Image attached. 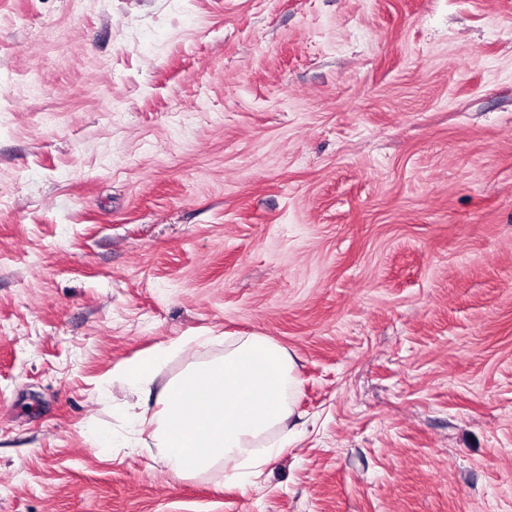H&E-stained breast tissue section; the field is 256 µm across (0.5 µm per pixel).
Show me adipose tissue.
Returning <instances> with one entry per match:
<instances>
[{
  "label": "adipose tissue",
  "mask_w": 512,
  "mask_h": 512,
  "mask_svg": "<svg viewBox=\"0 0 512 512\" xmlns=\"http://www.w3.org/2000/svg\"><path fill=\"white\" fill-rule=\"evenodd\" d=\"M179 343L159 345L112 374L121 386L149 392L160 366ZM288 352L261 336H250L222 357L194 365L158 392L159 411L151 419L161 459L177 477L223 463L230 482L262 475L280 452V443L259 446V439L292 414L290 400L298 385ZM144 413L127 415L129 433L140 432Z\"/></svg>",
  "instance_id": "obj_1"
}]
</instances>
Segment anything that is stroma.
<instances>
[{
	"instance_id": "1",
	"label": "stroma",
	"mask_w": 512,
	"mask_h": 512,
	"mask_svg": "<svg viewBox=\"0 0 512 512\" xmlns=\"http://www.w3.org/2000/svg\"><path fill=\"white\" fill-rule=\"evenodd\" d=\"M155 384L263 336L255 484ZM0 512H512V0H0ZM203 336H188L178 342L169 345H159L147 355L134 362L128 363L112 373V384L117 382L129 390L143 393H151L150 386L153 383L160 366L182 346L196 342L202 344Z\"/></svg>"
}]
</instances>
